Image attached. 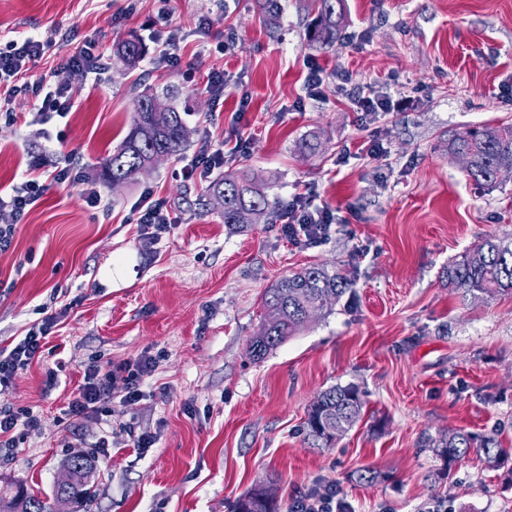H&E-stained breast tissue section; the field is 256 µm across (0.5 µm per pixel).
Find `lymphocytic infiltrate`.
I'll return each instance as SVG.
<instances>
[{
	"instance_id": "1",
	"label": "lymphocytic infiltrate",
	"mask_w": 512,
	"mask_h": 512,
	"mask_svg": "<svg viewBox=\"0 0 512 512\" xmlns=\"http://www.w3.org/2000/svg\"><path fill=\"white\" fill-rule=\"evenodd\" d=\"M43 49V42L33 36L9 41L0 48V104L8 109L22 105L36 112L39 120L45 122L56 116L66 117L75 100L70 87L52 76L46 75L33 82L25 80L29 62L39 57ZM247 146L243 139L236 140L230 148L203 139L195 160L183 166L179 176L185 181L204 179L223 164L226 154L246 153ZM44 192V186L37 180L27 179L0 193V210L9 211L13 217L12 223L0 225V252L10 248L15 222L21 221L37 205ZM314 195L313 189L304 188L295 192L282 208L281 231L294 244L307 246L321 242L338 221L332 209L314 205ZM55 324V315H47L41 323L30 327L11 349L0 350V394L9 389L19 370L40 357L43 342ZM154 367L152 359H143L128 368L126 376L120 380L102 365H89L77 396L68 406V416L79 420L105 415L118 388L123 390L125 402L139 400L143 395L141 387L152 376Z\"/></svg>"
}]
</instances>
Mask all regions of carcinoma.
Masks as SVG:
<instances>
[{
  "label": "carcinoma",
  "instance_id": "obj_1",
  "mask_svg": "<svg viewBox=\"0 0 512 512\" xmlns=\"http://www.w3.org/2000/svg\"><path fill=\"white\" fill-rule=\"evenodd\" d=\"M317 14L307 28V42L324 51L336 47L341 40L340 23L344 0H314ZM116 54L124 64L136 65L142 57L141 45L127 41L116 48ZM158 95L151 89L139 92L134 98V114L131 127L120 145L108 156L102 166L104 181H133L141 168L154 156L179 154L188 144L187 126L181 113L167 106L164 112L152 110ZM453 155L469 157L466 176L478 188L489 190L496 186L499 169L512 168V125L475 127L454 138L448 144ZM207 193L221 211L224 223L240 226V211L252 208L268 210L273 202L256 183L245 175L227 173L212 181ZM448 285L473 298H493L512 295V239L487 237L463 260L448 266ZM348 287L342 274L325 266L305 268L281 279L266 292L264 306L280 312L281 321L275 326L263 325L258 336L251 341L252 356L261 359L266 353L303 325V315L313 309L323 312L332 305ZM363 400L354 385L334 386L316 397L308 409L304 422L306 436L313 445L329 448L338 436L351 429L359 420ZM428 447L446 461L434 480L449 478L453 466L471 450L483 454L487 466H500L504 459L499 442L493 436L475 440L471 435L455 431L438 439L429 438ZM72 480L64 489H57L56 496H65L69 502L83 505L90 498L87 472L93 469L94 460L83 456L69 461ZM279 512L275 498L265 499L252 492L238 497L231 505V512ZM0 512H47L46 505L19 486L7 497L0 495Z\"/></svg>",
  "mask_w": 512,
  "mask_h": 512
}]
</instances>
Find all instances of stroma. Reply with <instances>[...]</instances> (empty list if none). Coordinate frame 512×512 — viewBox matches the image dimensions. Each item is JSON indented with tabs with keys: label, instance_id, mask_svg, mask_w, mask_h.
Masks as SVG:
<instances>
[{
	"label": "stroma",
	"instance_id": "35a3bbf8",
	"mask_svg": "<svg viewBox=\"0 0 512 512\" xmlns=\"http://www.w3.org/2000/svg\"><path fill=\"white\" fill-rule=\"evenodd\" d=\"M268 20L257 0H0V43L33 35L44 43L29 79L55 75L76 104L42 123L24 108L0 113V187L26 180V158L69 160L90 180L128 133L132 86L175 90L189 144L137 181L100 183L87 205L78 184L53 183L0 253V349L46 315L57 317L39 360L0 402L30 408L40 429L0 446V488L24 484L53 504L71 454L98 459L88 512H230L242 494L273 486L280 512L308 493H337L351 512H512V295L462 298L447 270L489 235L512 236V178L476 190L448 153L475 126L512 124V0H345V39L327 53L308 46L312 0H280ZM74 29L65 43L60 33ZM176 36L180 65L155 69L159 45ZM137 39L133 67L115 55ZM93 43L99 79L60 68ZM229 48L218 51L220 43ZM325 69L317 97L304 86L308 61ZM223 71L222 96L206 87ZM399 106L363 115L341 89L344 75ZM243 138L247 153L224 171L254 177L284 203L309 185L342 224L311 248L288 242L274 212L226 226L206 182L179 180L202 134ZM379 139L370 158L361 144ZM317 142L315 151L302 149ZM176 222L144 239L135 205L145 193ZM323 265L349 289L331 310L262 359L248 347L266 321L264 296L279 279ZM155 361L140 400L114 393L107 416H67L85 368ZM353 384L361 419L330 448L302 431L316 396ZM496 436V469L470 455L447 480L426 438L448 431ZM154 443L137 448L132 437ZM372 481H364V474Z\"/></svg>",
	"mask_w": 512,
	"mask_h": 512
}]
</instances>
